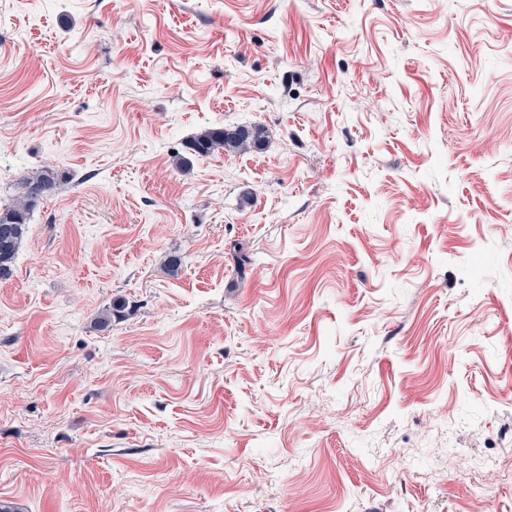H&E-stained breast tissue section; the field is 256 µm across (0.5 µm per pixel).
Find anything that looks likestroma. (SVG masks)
I'll return each mask as SVG.
<instances>
[{"instance_id":"stroma-1","label":"stroma","mask_w":512,"mask_h":512,"mask_svg":"<svg viewBox=\"0 0 512 512\" xmlns=\"http://www.w3.org/2000/svg\"><path fill=\"white\" fill-rule=\"evenodd\" d=\"M45 168L0 501L512 512V0H0V206ZM267 131L260 125L210 127L194 136L189 143L191 156L208 157L221 151L239 153L264 149Z\"/></svg>"}]
</instances>
